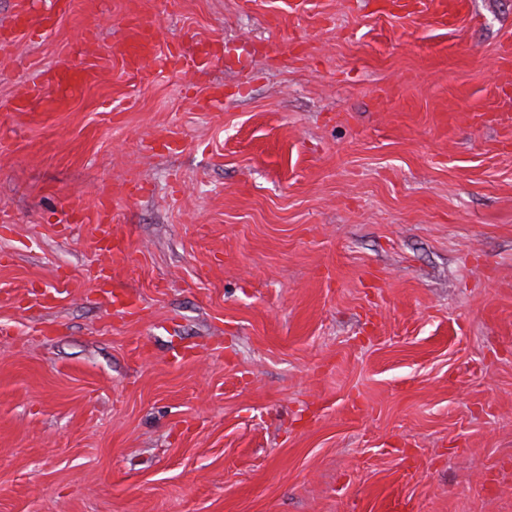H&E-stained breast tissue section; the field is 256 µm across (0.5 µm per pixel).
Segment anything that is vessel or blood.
I'll return each instance as SVG.
<instances>
[{
    "mask_svg": "<svg viewBox=\"0 0 512 512\" xmlns=\"http://www.w3.org/2000/svg\"><path fill=\"white\" fill-rule=\"evenodd\" d=\"M70 0H49L40 12H32L28 0H18L12 19L16 32L28 35H47L57 20L68 11ZM134 69H141L146 61L158 60V42L151 24L133 18L127 20L121 41L114 48ZM98 76L95 67L79 63H67L46 75L43 81L31 84L17 102L20 112H62L69 106L71 94L80 87L93 83ZM75 220L80 224H95L99 232L96 247L102 251L112 248V221L109 203L100 200L91 210L78 211Z\"/></svg>",
    "mask_w": 512,
    "mask_h": 512,
    "instance_id": "b4317fda",
    "label": "vessel or blood"
}]
</instances>
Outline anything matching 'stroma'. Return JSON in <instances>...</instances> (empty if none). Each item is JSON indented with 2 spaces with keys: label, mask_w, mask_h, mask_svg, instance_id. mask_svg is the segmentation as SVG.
Returning a JSON list of instances; mask_svg holds the SVG:
<instances>
[{
  "label": "stroma",
  "mask_w": 512,
  "mask_h": 512,
  "mask_svg": "<svg viewBox=\"0 0 512 512\" xmlns=\"http://www.w3.org/2000/svg\"><path fill=\"white\" fill-rule=\"evenodd\" d=\"M132 16L220 57L142 78ZM509 34L512 0H73L17 36L0 512H512ZM77 45L96 82L15 111ZM103 195L117 252L68 221Z\"/></svg>",
  "instance_id": "35a3bbf8"
}]
</instances>
